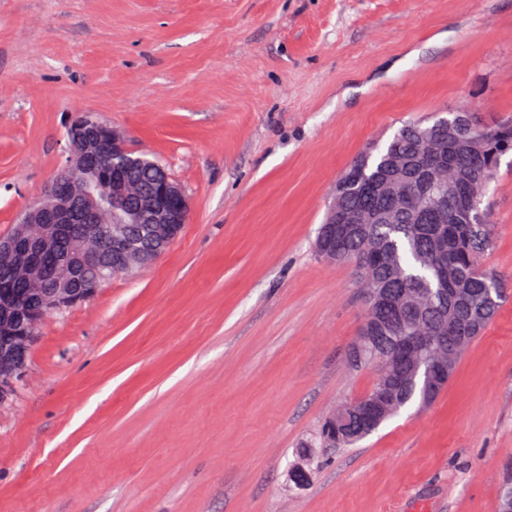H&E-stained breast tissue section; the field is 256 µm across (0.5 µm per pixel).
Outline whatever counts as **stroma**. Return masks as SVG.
I'll return each mask as SVG.
<instances>
[{"instance_id":"obj_1","label":"stroma","mask_w":512,"mask_h":512,"mask_svg":"<svg viewBox=\"0 0 512 512\" xmlns=\"http://www.w3.org/2000/svg\"><path fill=\"white\" fill-rule=\"evenodd\" d=\"M512 122V0H0V238L88 111L190 204L152 264L46 316L0 404V512H497L512 472V151L483 206L504 301L432 404L355 448L336 184L409 120ZM309 465L298 487L294 467Z\"/></svg>"}]
</instances>
